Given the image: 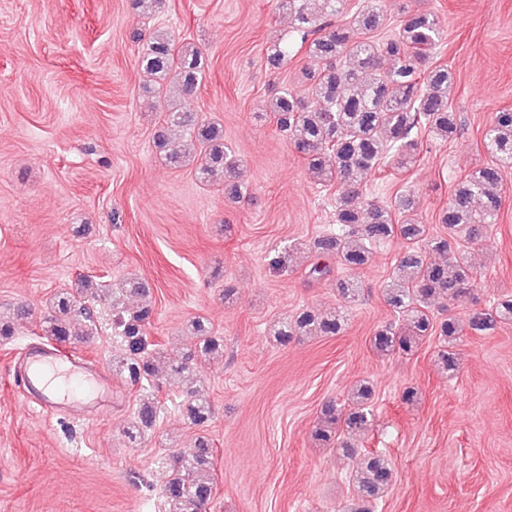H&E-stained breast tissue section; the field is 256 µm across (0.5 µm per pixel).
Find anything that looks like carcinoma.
Wrapping results in <instances>:
<instances>
[{"label": "carcinoma", "mask_w": 512, "mask_h": 512, "mask_svg": "<svg viewBox=\"0 0 512 512\" xmlns=\"http://www.w3.org/2000/svg\"><path fill=\"white\" fill-rule=\"evenodd\" d=\"M341 0H278L288 14L291 30L268 42L263 58L272 73L282 70L299 45L311 67L302 89L281 88L269 100L268 119L276 131L290 139L309 171L325 186L336 187V231L313 242L315 259L305 276L316 282L335 280L344 310L322 313L299 309L291 318L274 324L271 339L286 346L302 337L337 336L346 327V310L358 305L364 289L358 270L372 247L398 237L404 252L382 288L387 304L397 314L376 330L371 347L382 355L410 356L427 339L439 340L437 361L442 370H456L455 346L464 330L484 334L499 322L512 321V295H504L486 309H476L467 323L451 313L456 301L477 302L470 265L460 242L481 241L495 223L503 202L506 174L512 169V112L495 114L484 135L490 162L481 165L455 186L448 205L438 214L443 234H433L418 218L419 197L408 188L389 205L362 200L366 182L377 171L410 166L424 136L448 140L461 129L457 113L448 104L452 68L432 65L430 54L442 38L438 16L431 11L401 8L397 30L384 35L386 17L375 0L343 13ZM139 66L153 80L147 90L168 95L194 94L203 81L199 48L176 40L166 29H153L141 37ZM181 133L196 158L198 180L208 183L224 175V189L239 200L247 188L237 181L239 159L224 143V128L215 120L192 112L170 110L154 143L175 168L189 162L184 145L173 138ZM56 294L47 312L34 325V335L71 343L98 332V306L104 301L112 315V336L119 344L112 356V373L139 387L132 419L123 430L130 444L142 440L160 413L155 391L160 389L158 363L165 357L152 340L154 307L150 289L137 277L116 284L92 283ZM224 356V337L202 317L185 327V347L168 365L171 384L186 385L181 413L197 429L189 447L173 451L169 476L162 489L166 512H207L217 483L212 440L205 427L213 407L199 366ZM370 384L359 385L350 403L324 404L313 431L315 440L344 457L358 453L349 438L372 425L375 410ZM394 463L385 454L363 455L353 476L362 505L354 512H372L394 481Z\"/></svg>", "instance_id": "cac0c4a2"}]
</instances>
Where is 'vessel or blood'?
<instances>
[{"mask_svg": "<svg viewBox=\"0 0 512 512\" xmlns=\"http://www.w3.org/2000/svg\"><path fill=\"white\" fill-rule=\"evenodd\" d=\"M25 407L93 422L112 407L110 372L53 345L26 348L18 366Z\"/></svg>", "mask_w": 512, "mask_h": 512, "instance_id": "obj_1", "label": "vessel or blood"}]
</instances>
